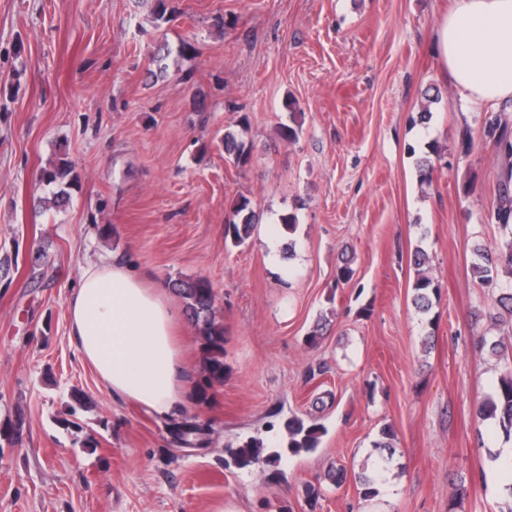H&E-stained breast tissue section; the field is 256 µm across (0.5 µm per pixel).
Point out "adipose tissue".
Segmentation results:
<instances>
[{
	"mask_svg": "<svg viewBox=\"0 0 512 512\" xmlns=\"http://www.w3.org/2000/svg\"><path fill=\"white\" fill-rule=\"evenodd\" d=\"M438 58L466 100L512 103V0H453L435 29ZM69 334L112 399L166 418L192 394L193 366L163 286L115 258L83 267L66 301Z\"/></svg>",
	"mask_w": 512,
	"mask_h": 512,
	"instance_id": "adipose-tissue-1",
	"label": "adipose tissue"
}]
</instances>
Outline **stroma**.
<instances>
[{
    "label": "stroma",
    "mask_w": 512,
    "mask_h": 512,
    "mask_svg": "<svg viewBox=\"0 0 512 512\" xmlns=\"http://www.w3.org/2000/svg\"><path fill=\"white\" fill-rule=\"evenodd\" d=\"M451 2L168 0L162 22L154 0H0V260L16 264L0 278V427L21 425L0 439V512H505L512 476L489 455L507 441L475 417L497 374L473 314L493 300L471 269L499 239L484 214L500 162L433 51ZM243 113L237 167L222 139ZM432 139L445 161L425 187L408 147ZM63 154L75 182L58 208L39 172ZM242 196L262 220L236 247L224 224ZM419 247L441 284L428 316L412 304ZM114 254L165 286L211 282L225 374L208 404L165 419L112 400L76 352L66 299ZM296 416L326 429L314 453L285 451ZM188 423L206 430L186 445ZM250 440L263 458L239 467L225 449ZM382 456L363 500L361 468ZM456 477L469 496L452 499Z\"/></svg>",
    "instance_id": "stroma-1"
}]
</instances>
